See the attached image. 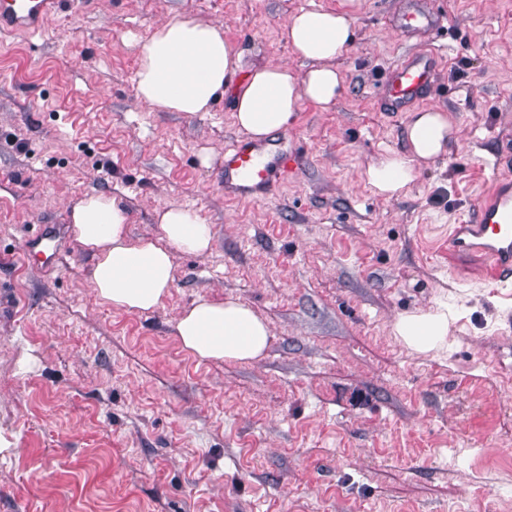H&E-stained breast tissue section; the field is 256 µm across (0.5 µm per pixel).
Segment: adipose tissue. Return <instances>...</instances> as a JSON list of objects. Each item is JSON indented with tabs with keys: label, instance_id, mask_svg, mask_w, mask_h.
<instances>
[{
	"label": "adipose tissue",
	"instance_id": "adipose-tissue-1",
	"mask_svg": "<svg viewBox=\"0 0 512 512\" xmlns=\"http://www.w3.org/2000/svg\"><path fill=\"white\" fill-rule=\"evenodd\" d=\"M354 37L350 11L300 10L285 27L302 71L285 64L242 65L243 55L224 36L222 26L177 16L159 26L140 48L136 92L148 106L194 115L232 93V123L261 143L290 128L302 102L324 107L340 96L344 78L336 65ZM403 147L380 155L361 173L384 198L406 195L422 166L447 154L458 129L446 110L429 107L409 113ZM159 237L132 238L130 215L114 197L85 195L72 207L71 229L90 254L89 279L99 299L131 313L162 306L175 282V253L208 254L214 231L193 210L167 205L157 210ZM393 334L410 350L428 353L448 343V311L438 307L402 314ZM179 346L198 362L254 361L263 356L270 336L267 323L235 301L198 297L174 325Z\"/></svg>",
	"mask_w": 512,
	"mask_h": 512
}]
</instances>
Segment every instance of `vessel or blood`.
Instances as JSON below:
<instances>
[{
  "label": "vessel or blood",
  "mask_w": 512,
  "mask_h": 512,
  "mask_svg": "<svg viewBox=\"0 0 512 512\" xmlns=\"http://www.w3.org/2000/svg\"><path fill=\"white\" fill-rule=\"evenodd\" d=\"M61 0H0V31L37 33ZM445 18L424 0H407L398 17L403 32L429 34L443 28ZM438 56L428 47L404 57L390 67L382 97L391 111L400 112L417 102L435 83ZM265 146L246 139L224 148V195L229 199H257L267 193L276 177H287L292 156L267 160ZM453 253H483L484 274L492 281L512 280V180L492 187L487 200L474 208L465 223L454 225L449 235Z\"/></svg>",
  "instance_id": "vessel-or-blood-1"
}]
</instances>
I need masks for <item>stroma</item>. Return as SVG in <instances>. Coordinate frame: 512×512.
Listing matches in <instances>:
<instances>
[{"instance_id": "1", "label": "stroma", "mask_w": 512, "mask_h": 512, "mask_svg": "<svg viewBox=\"0 0 512 512\" xmlns=\"http://www.w3.org/2000/svg\"><path fill=\"white\" fill-rule=\"evenodd\" d=\"M342 2L62 0L39 33L0 32V512H512V282L448 254L449 226L512 176V0H435L448 27L432 37L396 28L399 0H354L343 92L302 103L282 143L301 161L263 200L224 198L232 95L193 116L136 97L138 47L166 19L223 25L249 67L292 61L286 19ZM429 42L423 104L461 140L385 199L358 179L402 144L381 83ZM91 193L123 203L136 238L171 204L212 224L155 311L90 287L69 215ZM45 224L62 241L48 269L28 248ZM200 296L261 316L264 355L183 351L175 321ZM440 304L447 348L393 336Z\"/></svg>"}]
</instances>
